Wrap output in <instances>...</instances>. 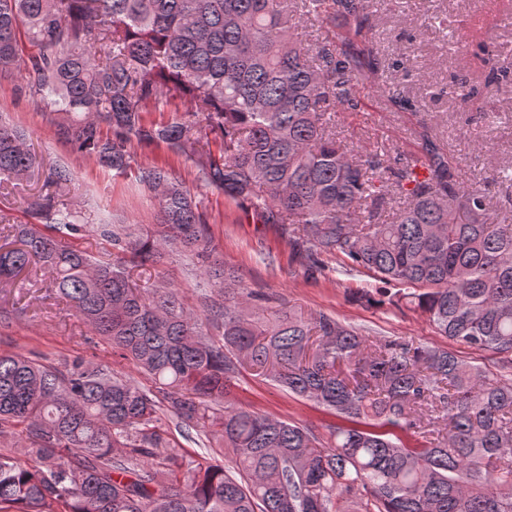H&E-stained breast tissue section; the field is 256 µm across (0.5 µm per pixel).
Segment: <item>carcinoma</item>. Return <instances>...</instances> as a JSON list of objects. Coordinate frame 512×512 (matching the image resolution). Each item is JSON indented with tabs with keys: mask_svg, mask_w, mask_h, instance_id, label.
I'll return each mask as SVG.
<instances>
[{
	"mask_svg": "<svg viewBox=\"0 0 512 512\" xmlns=\"http://www.w3.org/2000/svg\"><path fill=\"white\" fill-rule=\"evenodd\" d=\"M376 0H0V74L11 72L59 140L118 174L135 147H191L204 186L254 224H275L308 274L336 258L381 284L442 336L499 357L493 372L412 339L372 340L320 315L252 303L207 234L208 214L181 173L137 167L161 224H77L54 192L30 202L43 222L11 226L0 285L52 274L58 298L111 345L138 382L76 360L60 369L0 353V512H512V224H489L487 195L422 138L424 173L385 149L336 138L332 114L375 85L368 38ZM324 29L313 47L295 22ZM476 85L458 82L468 103ZM172 104L171 118L147 116ZM39 162L0 120V181ZM390 199L395 212L384 214ZM93 232L96 258L74 244ZM200 260L222 298L184 307L160 281L140 290L127 262ZM219 322V338L209 324ZM244 370L336 416L329 437L243 407ZM230 456L185 462L162 415Z\"/></svg>",
	"mask_w": 512,
	"mask_h": 512,
	"instance_id": "obj_1",
	"label": "carcinoma"
}]
</instances>
